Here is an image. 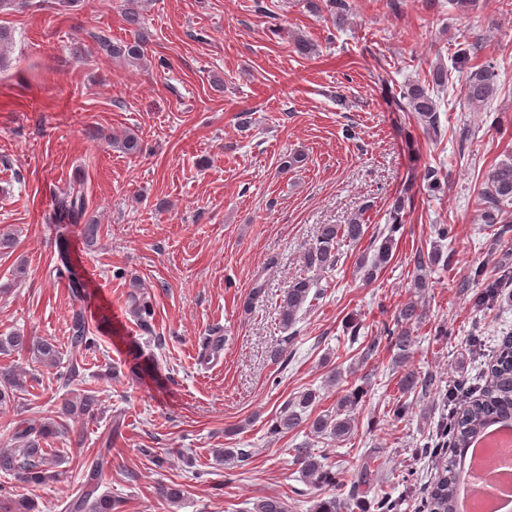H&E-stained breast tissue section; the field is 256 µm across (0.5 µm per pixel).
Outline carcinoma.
Listing matches in <instances>:
<instances>
[{
    "mask_svg": "<svg viewBox=\"0 0 512 512\" xmlns=\"http://www.w3.org/2000/svg\"><path fill=\"white\" fill-rule=\"evenodd\" d=\"M336 25L342 26L348 19L349 3L347 0H323ZM126 21L133 29V39L114 42L106 36L99 38L102 48L110 56L125 61L136 62L144 59L146 39L140 31V16L134 12L127 14ZM496 74L491 66H480L469 72L463 94L468 104L474 107L484 105L495 93ZM403 108L417 115L418 120L434 136L441 135L438 107L429 88L415 84L407 87L403 93ZM483 205V218L487 224L500 222L502 212L512 201V162L502 161L491 166L485 175L484 188L480 192ZM87 205L81 191L69 190L55 198L54 218L59 224H74L80 228L84 241L94 242L99 235V225L85 219ZM404 201L396 197L392 200L389 216L392 223L385 225L371 238L374 248L372 257L365 255L357 260V269L363 272V280H375L392 257L396 245V233L403 227L402 212ZM367 232V225L358 221L349 224H322L319 226L315 242L304 254V264L313 275H300L293 278L288 288L284 289L278 303L280 324L289 330L299 320L298 314L320 295L318 283L321 274L331 272L338 262L340 242H360ZM414 265L412 288L422 294L429 287L427 263L421 252L411 257ZM473 280L483 281L484 288L475 295L476 305L486 308L499 301L502 286L509 280L508 273L496 279L485 277L484 267L474 271ZM424 319L421 302L411 299L399 310L393 324L385 325L381 335L372 339L366 356L380 346L392 351L394 362L403 369L398 381V390L403 395L412 393L426 396L434 389L433 378L406 366L411 349L415 344L414 328ZM90 327L82 309L72 314L69 345L74 352H82L93 344L89 337ZM0 352H17L30 356L31 360L44 367H54L59 362V350L54 341L34 338L21 331H13L6 336L0 335ZM23 382L12 365L0 364V405L15 401L22 390ZM363 391L354 388L342 395L333 415H317L309 420L303 413L312 407L318 393L309 390L294 401L283 405L279 417L272 425L274 433H289L301 427L320 436L328 434L338 440L351 437L355 430L352 410L357 405ZM100 401L93 391H86L77 398L62 397L56 404L57 418L30 424L14 433L16 446L0 449V473L9 475L27 484H40L49 478L50 469L57 461L46 448L48 437L68 432L66 420L74 415L94 418L99 413ZM512 421V336H507L500 344L491 364L486 383L479 394L469 398L463 409L449 415L443 423L442 433L453 441L454 454L442 464L435 477L427 502L428 512H456V500L460 479L461 459L470 443L490 423ZM110 444L99 451L93 458L84 461L88 471L85 489L65 505V512H113L112 499L107 495H96V477L108 463ZM379 452L372 450L367 460L357 468L350 488H345V481L333 471L325 458L312 452L309 448L294 449V463L299 466L302 479L312 488H330L336 494L327 499H319L312 506V512H393L396 501L392 494L378 488L382 466L378 463ZM156 493L162 502L176 504L184 498V491L174 485L160 484ZM372 500H367V497ZM254 512H288V504L276 495L264 496L253 506Z\"/></svg>",
    "mask_w": 512,
    "mask_h": 512,
    "instance_id": "obj_1",
    "label": "carcinoma"
}]
</instances>
